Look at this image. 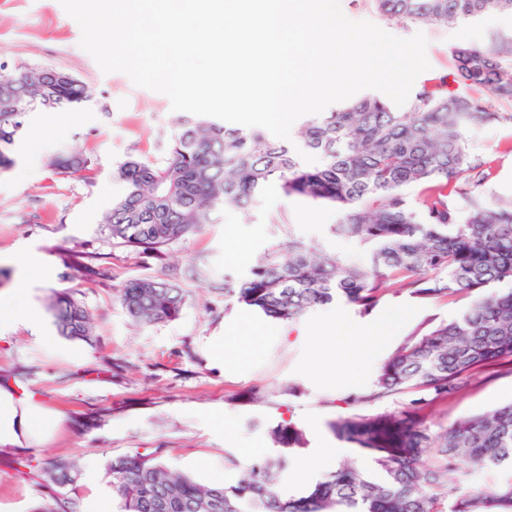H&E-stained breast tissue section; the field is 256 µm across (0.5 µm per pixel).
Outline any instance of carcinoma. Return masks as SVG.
Listing matches in <instances>:
<instances>
[{"label":"carcinoma","mask_w":512,"mask_h":512,"mask_svg":"<svg viewBox=\"0 0 512 512\" xmlns=\"http://www.w3.org/2000/svg\"><path fill=\"white\" fill-rule=\"evenodd\" d=\"M398 23L447 25L487 13H512V0H368ZM450 82L424 87L405 109L372 93L332 112L309 114L298 130L301 149L261 130L229 126L207 116L176 115L152 160L130 157L116 169L125 192L105 217L113 239L144 253L215 223L226 209L249 210L274 185L337 210L330 234L358 242L365 261L346 265L293 235L267 246L255 265L224 294L250 310L291 323L317 307L343 301L367 313L390 285L422 297L467 295L468 309L435 326L389 357L365 396L368 402L415 388L425 394L397 413L350 414L330 424L384 474L342 464L300 492L283 482L294 426L270 431L276 455L251 465L230 485H206L170 471L159 458L124 455L112 460V496L118 512H512V480L488 490L458 492L454 478L465 463L474 470H512V402L432 432L424 406L448 401L474 372L512 360V198L489 197L479 187L493 177L492 162L471 154L466 131L480 122L512 123V112H491L482 89L512 101V33L484 45L452 49ZM41 81L25 82L0 64V88H19L28 111L66 112L89 98L72 74L39 67ZM25 115L0 104V169L15 163ZM60 174L89 168L80 154L49 159ZM418 187L417 204L406 191ZM126 315L157 326L179 318L182 289L138 278L119 290ZM60 335L88 341L91 314L68 292L52 301ZM71 461L45 472L46 482L70 485Z\"/></svg>","instance_id":"obj_1"}]
</instances>
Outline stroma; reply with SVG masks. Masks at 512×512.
I'll list each match as a JSON object with an SVG mask.
<instances>
[{
    "label": "stroma",
    "instance_id": "1",
    "mask_svg": "<svg viewBox=\"0 0 512 512\" xmlns=\"http://www.w3.org/2000/svg\"><path fill=\"white\" fill-rule=\"evenodd\" d=\"M344 15L368 20L401 38L423 33L430 64L415 88L436 84L454 68L451 51L483 44L512 31V14L491 13L448 26L398 25L365 0H340ZM81 28L60 0H0V63L65 70L91 98L75 112L27 116L28 139L15 164L0 172V297L18 286L32 257L47 269L29 284L31 317L0 327V390L32 396L49 413L45 435L0 444V512H29L42 497L76 502L80 512H116L112 458L156 454L165 466L208 484L236 482L258 460L274 455L271 428L293 424L302 433L292 454L300 462L321 444L337 445L329 429L348 413H395L419 398L415 389L365 401L369 381L341 384L325 378L314 358L316 336L341 340L349 328L370 329L396 308L407 317L377 351V363L466 309L465 295L419 297L409 288L388 289L363 314L339 303L318 308L291 324L267 320L224 294L225 276L247 272L277 239L294 236L321 246L345 262H359L363 248L331 236L336 215L328 207L263 194L261 208L229 210L155 258L117 244L102 218L124 190L114 175L127 156L154 158L170 131L169 98L133 84L121 72H103L80 46ZM476 157L492 161L484 191L512 198V125L479 124L468 133ZM84 154L88 171L63 175L47 163L61 148ZM283 216L268 223L269 212ZM152 277L181 288L185 305L170 323L142 328L122 309L117 295L127 281ZM67 290L90 311L91 341L60 336L48 303ZM512 401V363L475 372L454 399L429 407L427 424L440 433L457 421ZM235 467H227V459ZM77 462L80 477L65 487L44 485L47 464Z\"/></svg>",
    "mask_w": 512,
    "mask_h": 512
}]
</instances>
